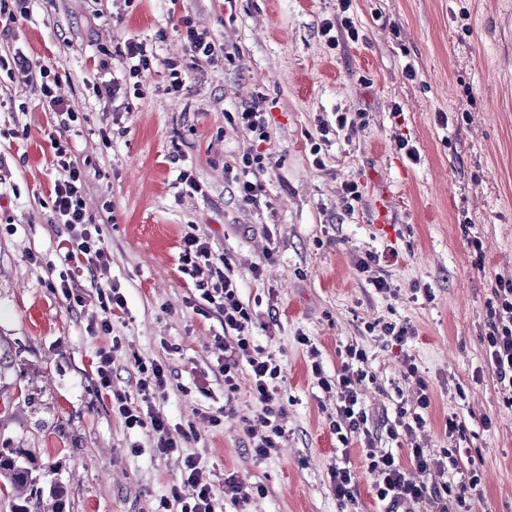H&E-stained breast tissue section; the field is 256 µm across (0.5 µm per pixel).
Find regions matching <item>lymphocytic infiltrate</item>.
I'll list each match as a JSON object with an SVG mask.
<instances>
[{"instance_id":"lymphocytic-infiltrate-1","label":"lymphocytic infiltrate","mask_w":512,"mask_h":512,"mask_svg":"<svg viewBox=\"0 0 512 512\" xmlns=\"http://www.w3.org/2000/svg\"><path fill=\"white\" fill-rule=\"evenodd\" d=\"M190 62H167L170 91H179L188 76L189 65L200 60H211L222 54L224 48L194 28L184 34ZM57 164L63 176L53 188V210L58 223L70 232L71 252L79 256L80 265L90 275L96 298L104 313L100 323L103 334H111L109 320L112 312L124 309L126 298L117 286L102 277L100 259L104 249L101 229L91 223L83 199L84 177L80 166L70 155L67 140L52 142ZM180 253L181 271L196 281L199 291L197 311L216 317L229 339L224 343V385L228 392L238 390L240 369H247L250 393L255 404L251 416L242 418V431L256 460H266L277 454L286 430L279 421L282 412L281 393L276 382L284 373L281 357L257 344L253 334V312L240 298L239 286L233 269L224 256L218 255L211 244L194 234H186ZM488 327L483 338L489 370L502 390L504 405L512 407V278L496 276L487 302ZM296 341L306 353L312 377L318 386L336 398V422L333 430L340 445H348L352 434L362 435V448L367 461L376 499L387 512H415L425 507L426 512H474L475 496L481 483L479 467L469 464L460 469L457 451L443 449L440 455L427 452L418 441L419 433L427 425L431 396L426 381L415 364H408L405 380L417 388L415 405H400L389 427L391 439L407 444L406 456L390 451H376L371 431L373 416L366 406L364 389L373 374L368 369V355L359 344L346 345L342 364L335 375H326L320 361V351L309 336L298 335ZM112 348L97 353V388L109 392L112 410L130 429H145L154 438L158 453L168 455L182 446L168 421L155 415L152 405L164 399L168 391V375L164 363L156 359L135 357L138 401L112 386ZM422 473L437 471L444 480L430 484L411 477V470ZM198 458L186 456L179 478L167 498L161 499L162 512L171 504H178L180 512H213L215 489L200 478Z\"/></svg>"}]
</instances>
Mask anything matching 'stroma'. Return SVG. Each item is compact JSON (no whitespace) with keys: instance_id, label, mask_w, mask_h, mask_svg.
I'll return each instance as SVG.
<instances>
[{"instance_id":"obj_1","label":"stroma","mask_w":512,"mask_h":512,"mask_svg":"<svg viewBox=\"0 0 512 512\" xmlns=\"http://www.w3.org/2000/svg\"><path fill=\"white\" fill-rule=\"evenodd\" d=\"M0 55L22 51L25 70L0 72V446L25 449L43 492L31 512H157L178 478L179 455L158 454L149 432L126 429L96 389L91 334L103 313L88 274L71 279L83 296L68 305L53 284L64 270L68 231L52 208L60 173L53 139L66 137L84 171V200L104 239L107 275L127 305L112 315L119 342L112 384L136 396L135 357L164 362L170 386L155 414L190 431L216 489L215 512H339L329 468L337 453L335 400L311 376L296 337L314 339L328 375L352 342L375 377L365 399L379 449L413 360L432 392L423 440L431 454L460 449V467L480 460L476 512H512V408L488 370L482 337L495 275L512 277V0H353L360 30L347 38L338 0H24ZM338 44L329 47L324 22ZM194 26L228 57L192 67L168 90L165 61L188 62ZM135 38L159 60L140 93L113 103L97 81L122 78L117 47ZM80 122L63 129L40 73ZM261 100L270 137L232 128V112ZM340 112L362 113L356 131ZM447 115L439 124L438 115ZM328 133H321V126ZM421 155L411 164L398 138ZM264 157L265 194L243 203L231 173L243 155ZM191 166L204 192L182 193ZM399 189L396 221L375 222V180ZM362 198L347 205L342 187ZM209 241L234 270L253 334L282 356L286 437L256 460L241 429L254 402L247 381L224 387L216 342L224 328L193 308L195 282L180 269L182 238ZM483 249L474 254L470 237ZM395 247L382 296L355 267L368 251ZM483 268H476V258ZM262 267L254 276V267ZM430 294L413 292V285ZM407 323L401 348L368 334L369 322ZM457 413L464 437L443 424ZM234 475L262 485L244 509L224 484ZM59 484L61 500L48 488Z\"/></svg>"}]
</instances>
